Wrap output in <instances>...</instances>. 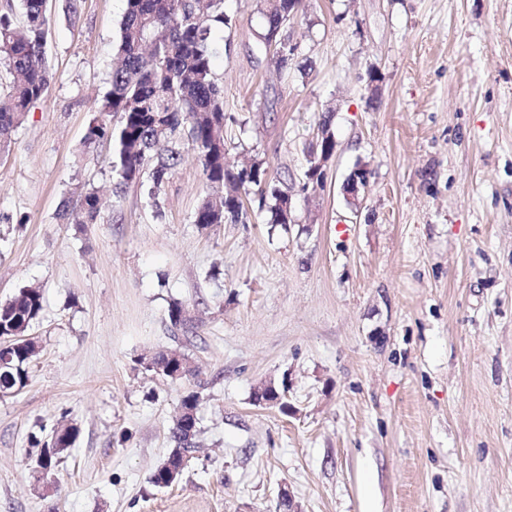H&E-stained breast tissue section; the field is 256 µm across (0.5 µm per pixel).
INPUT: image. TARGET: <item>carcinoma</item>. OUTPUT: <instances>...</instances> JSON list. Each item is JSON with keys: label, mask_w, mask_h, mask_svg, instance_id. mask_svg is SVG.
<instances>
[{"label": "carcinoma", "mask_w": 512, "mask_h": 512, "mask_svg": "<svg viewBox=\"0 0 512 512\" xmlns=\"http://www.w3.org/2000/svg\"><path fill=\"white\" fill-rule=\"evenodd\" d=\"M120 23L119 44L112 67L110 90L98 112L120 115L116 127L103 119H93L85 134L89 145L110 141L113 145V194L120 196L130 183L149 182V198L156 199L169 174L180 164L182 154L172 148L157 153L162 143L181 139L201 163L211 187L224 194L217 200L207 197L195 213L201 229L224 222L237 224L247 219L243 197L257 196L258 209L266 211L268 223L288 224L282 204L288 197L271 177L268 166L257 157L228 162L224 129L234 118L224 112V86L214 71L216 35L232 27L224 13V0H125ZM25 20L15 22L0 14V53L8 61V91L0 94V151L8 147L12 134L22 125L31 107L46 94L50 72L46 62V30L49 17L46 0H23ZM303 10V0H265L266 43L277 46L275 67L288 69L296 46L281 39V30ZM332 112L321 121L328 136L321 138L310 153L313 168L328 151H335L331 132ZM84 224L97 222L101 199L97 192L80 199ZM43 292L22 286L13 297L0 304V336L13 337L11 358L0 365V394L8 396L28 385L33 360L28 349V333L43 311ZM199 396L190 392L182 406L193 411L186 425L172 428L174 449L193 451L198 433L195 414ZM79 430L70 425L54 429L45 440L32 438L39 448L36 465L53 473L62 454L72 447ZM57 447L49 454L47 449Z\"/></svg>", "instance_id": "carcinoma-1"}]
</instances>
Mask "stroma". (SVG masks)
<instances>
[{
    "mask_svg": "<svg viewBox=\"0 0 512 512\" xmlns=\"http://www.w3.org/2000/svg\"><path fill=\"white\" fill-rule=\"evenodd\" d=\"M263 8L224 0L214 72L229 158L263 159L292 221L201 229L192 152L157 199L115 198L112 145L83 144L125 0H49L53 78L0 153V303L44 296L30 383L0 397V512H281L285 489L300 512H512V0H304L282 73ZM327 112L336 151L305 192ZM93 189L98 223H73ZM162 350L193 374L147 370ZM269 382L286 408L254 403ZM192 391L197 450L155 487ZM69 422L35 478L31 437ZM368 182L369 172L365 166L356 167L348 176L343 190L352 206L360 205L359 195L367 187ZM78 434V428L74 425H70L65 431H61L58 428L54 429L43 441L36 436L32 438V446L39 448L36 458V467L41 470V473L48 472V474H53L62 454L74 445ZM54 446L59 449L52 454H48L47 451L51 452Z\"/></svg>",
    "mask_w": 512,
    "mask_h": 512,
    "instance_id": "35a3bbf8",
    "label": "stroma"
}]
</instances>
